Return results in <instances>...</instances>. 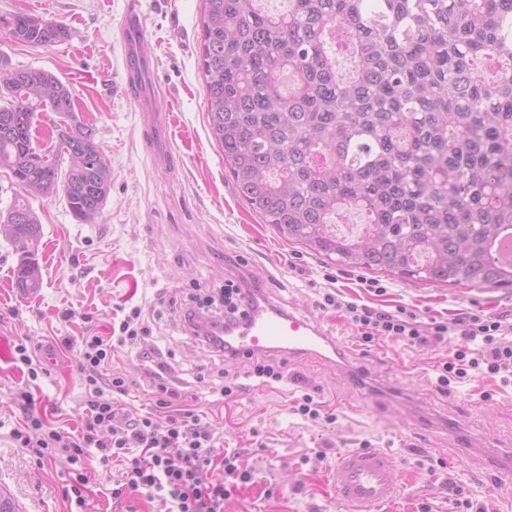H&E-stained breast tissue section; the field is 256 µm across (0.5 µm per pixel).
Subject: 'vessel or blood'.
<instances>
[{"label": "vessel or blood", "mask_w": 512, "mask_h": 512, "mask_svg": "<svg viewBox=\"0 0 512 512\" xmlns=\"http://www.w3.org/2000/svg\"><path fill=\"white\" fill-rule=\"evenodd\" d=\"M120 34L126 53L124 89L137 92V104L149 129L162 128L167 110L153 90L155 68L142 51L145 28L136 0H130L122 15ZM224 333L231 342V354L241 360L263 352L322 356L336 349L329 327L274 306L261 294L252 307L225 326ZM330 484L350 512H381L396 500L399 490L392 457L378 449L343 451L330 475Z\"/></svg>", "instance_id": "b4317fda"}]
</instances>
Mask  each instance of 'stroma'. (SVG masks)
<instances>
[{"label": "stroma", "instance_id": "35a3bbf8", "mask_svg": "<svg viewBox=\"0 0 512 512\" xmlns=\"http://www.w3.org/2000/svg\"><path fill=\"white\" fill-rule=\"evenodd\" d=\"M145 26L143 49L153 60L158 93L171 99L174 121L161 134L157 151H172L173 163L155 165L142 139L145 119L121 90L123 51L118 26L128 0H0V53L13 67L44 69L69 81L72 71L103 73V82L73 87L75 110L91 126L112 170V189L98 219L77 222L63 194L33 199L42 223L39 261L43 285L21 296L13 286L18 256L0 235V491L18 512H68L63 491L71 469L58 461L37 465L30 449L19 447L12 429L33 410L47 423L73 431L82 423L83 389L73 363L76 351L64 338L85 328L107 333L116 313L141 307L155 311L150 333L126 346L115 370L131 384L120 404L149 411L155 363H140L141 352L161 349L171 384L194 394L197 414L223 429L226 448L237 450L252 472L246 484H228L224 512H347L328 484L337 455L370 446L389 453L400 494L386 512H468V504H491L512 512V493L495 487L481 453L467 459L443 435L427 438L413 416H462L482 447L512 460V411H498L512 399V386L490 379L435 390V367L455 342L430 340L411 348L382 338L361 342L357 329L339 312L323 310L325 289L347 302L388 311L414 310L426 332L460 314L512 321V289L444 286L347 269L288 242L240 198L224 155L208 132L201 72L200 0H138ZM32 12L66 25V41L42 48L10 41L6 23ZM271 271L265 285L270 301L332 325L338 354L287 360L282 381L266 384L249 377L243 363H220L197 341L184 321V298L192 289L223 287L242 270ZM379 278L383 295L362 281ZM29 342L49 350L25 408L17 392L26 366L15 362L16 346ZM236 375L238 390L222 398L218 370ZM313 395L335 414L332 422L309 423L292 414L302 394ZM91 493L88 512H151L146 495L120 504L105 495L108 479L98 459L85 463Z\"/></svg>", "mask_w": 512, "mask_h": 512}]
</instances>
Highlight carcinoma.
I'll return each mask as SVG.
<instances>
[{
  "label": "carcinoma",
  "mask_w": 512,
  "mask_h": 512,
  "mask_svg": "<svg viewBox=\"0 0 512 512\" xmlns=\"http://www.w3.org/2000/svg\"><path fill=\"white\" fill-rule=\"evenodd\" d=\"M199 50L211 135L240 197L288 241L345 268L441 285L512 288L488 245L512 228V0H202ZM13 42L67 28L18 13ZM343 43L354 62L336 75ZM44 112L56 152L34 148ZM54 73L0 54V172L24 190L4 230L15 288L42 286L41 220L28 196L62 192L75 220L100 214L112 171ZM67 170H62V164ZM358 211L373 230L328 225Z\"/></svg>",
  "instance_id": "obj_1"
}]
</instances>
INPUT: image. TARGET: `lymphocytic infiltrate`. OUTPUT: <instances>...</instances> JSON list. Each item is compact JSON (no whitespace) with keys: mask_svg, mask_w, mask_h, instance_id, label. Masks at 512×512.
I'll return each instance as SVG.
<instances>
[{"mask_svg":"<svg viewBox=\"0 0 512 512\" xmlns=\"http://www.w3.org/2000/svg\"><path fill=\"white\" fill-rule=\"evenodd\" d=\"M321 306L343 311L363 342L378 336L410 346L427 342L416 313L407 308L378 311L341 301L332 292L324 294ZM434 331L439 340L448 334L460 338L438 369V391L478 377L512 384V324L473 316L437 324ZM147 333L141 311L135 308L111 335L88 334L77 341V370L84 386V425L79 433L54 428L30 413L12 429L11 437L19 447L31 449L39 462L62 459L70 465L65 499L74 512H86L84 464L90 456L102 466L119 467L109 490L114 501L141 493L155 503L156 512H224L227 483H246L251 475L242 469L239 452L225 448L223 433L194 410L179 406V393L161 375L152 388L156 412H131L115 401L127 393L129 379L112 371V361L118 349Z\"/></svg>","mask_w":512,"mask_h":512,"instance_id":"1","label":"lymphocytic infiltrate"}]
</instances>
